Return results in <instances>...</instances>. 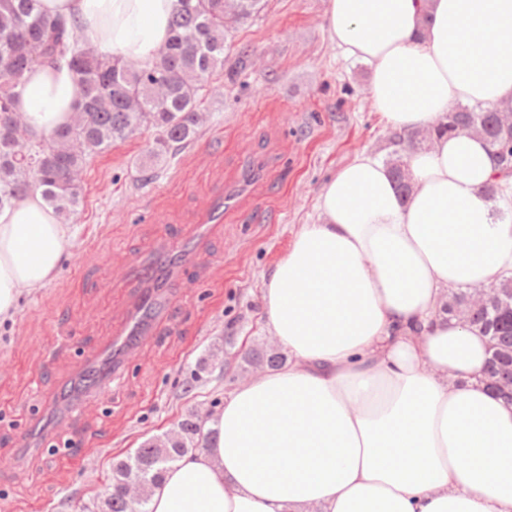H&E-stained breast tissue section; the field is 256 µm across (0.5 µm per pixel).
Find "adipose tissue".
Wrapping results in <instances>:
<instances>
[{"label": "adipose tissue", "mask_w": 512, "mask_h": 512, "mask_svg": "<svg viewBox=\"0 0 512 512\" xmlns=\"http://www.w3.org/2000/svg\"><path fill=\"white\" fill-rule=\"evenodd\" d=\"M174 0H40L100 56L151 66ZM327 34L364 64L407 148L402 195L361 151L321 185L261 290L286 361L241 381L167 468L149 512H512V404L486 386L487 340L449 319L450 290L512 276V192L482 136L442 133L460 107L512 106V0H328ZM83 95L66 62L27 74L16 110L46 136ZM77 231L41 190L0 208V324L56 277Z\"/></svg>", "instance_id": "ef3b65f1"}]
</instances>
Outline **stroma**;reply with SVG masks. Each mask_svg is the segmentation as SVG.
Instances as JSON below:
<instances>
[{"label":"stroma","instance_id":"1","mask_svg":"<svg viewBox=\"0 0 512 512\" xmlns=\"http://www.w3.org/2000/svg\"><path fill=\"white\" fill-rule=\"evenodd\" d=\"M327 0H266L231 34L224 69L202 92L200 135L140 179L153 129L113 145L82 175L78 239L61 270L23 296L0 327V512H80L117 453L213 411L243 381L247 347L269 344L260 290L299 225L318 221L321 184L355 153H389L364 65L325 29ZM223 223L193 231L217 192ZM188 241L193 281L167 284V317L97 390L81 367L111 343L129 310L127 268L170 236ZM223 353L224 367L201 359Z\"/></svg>","mask_w":512,"mask_h":512}]
</instances>
